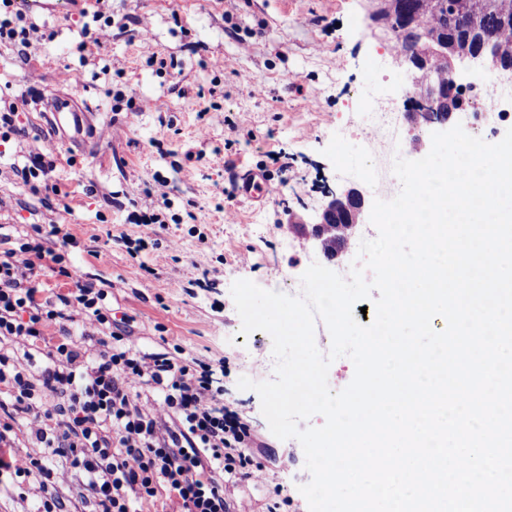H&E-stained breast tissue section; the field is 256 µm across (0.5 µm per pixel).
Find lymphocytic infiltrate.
Instances as JSON below:
<instances>
[{
  "label": "lymphocytic infiltrate",
  "mask_w": 512,
  "mask_h": 512,
  "mask_svg": "<svg viewBox=\"0 0 512 512\" xmlns=\"http://www.w3.org/2000/svg\"><path fill=\"white\" fill-rule=\"evenodd\" d=\"M168 186L156 179L131 215L145 234L119 236L130 256L151 244L149 230L170 205ZM33 230L37 240L16 247L0 232V477L37 483L38 512H60L52 482L59 467L83 477L96 512H139V503L163 496L179 512H230L224 478L250 464L253 437L225 405L213 361L179 346L151 355L128 346L131 331L113 320L108 291L64 264L75 237L55 224ZM49 271L60 286L46 287ZM21 358L29 370H18ZM134 380L158 392L156 407L132 392ZM45 390L56 403L38 404ZM20 419L39 456L12 454Z\"/></svg>",
  "instance_id": "obj_1"
}]
</instances>
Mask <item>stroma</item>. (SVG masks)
Returning a JSON list of instances; mask_svg holds the SVG:
<instances>
[{
    "label": "stroma",
    "mask_w": 512,
    "mask_h": 512,
    "mask_svg": "<svg viewBox=\"0 0 512 512\" xmlns=\"http://www.w3.org/2000/svg\"><path fill=\"white\" fill-rule=\"evenodd\" d=\"M114 23L100 36L99 22L73 12L28 14L38 27L28 57L0 45V113L17 112L19 131L0 139V161L49 154L69 212L41 208L30 187L0 177V225L27 231L56 224L79 245L67 261L86 276L112 284L116 314L131 317L127 343L146 354L174 345L201 358H224L218 385L224 403L247 420L255 437L249 454L262 478L226 484L231 512H309L300 493L311 476L294 439L269 430L261 401L241 390V377L271 379L275 360L269 334L242 335L231 296L246 279L268 288L279 268L292 288L322 254L291 225L321 209L326 189L361 190L369 199L396 196L398 178L386 159L416 136L403 106L404 73L374 35L365 0H107ZM135 25L121 27L122 17ZM238 28L231 38L229 28ZM99 39L93 61L80 46ZM82 71L80 83L65 73ZM123 92L140 111H113ZM71 96L89 113V139L77 147L51 130L37 110L40 95ZM371 107L397 120L393 140L367 147L360 113ZM236 123L241 139L225 154ZM284 153L286 174L269 169L277 192L255 201L233 194L226 162L236 172L259 170L268 151ZM169 181L171 210L196 205L194 221L160 231L159 245L132 259L116 236L138 235L127 210L141 201L154 177ZM149 272L135 274L138 262ZM208 275L211 286L188 293V281Z\"/></svg>",
    "instance_id": "1"
}]
</instances>
